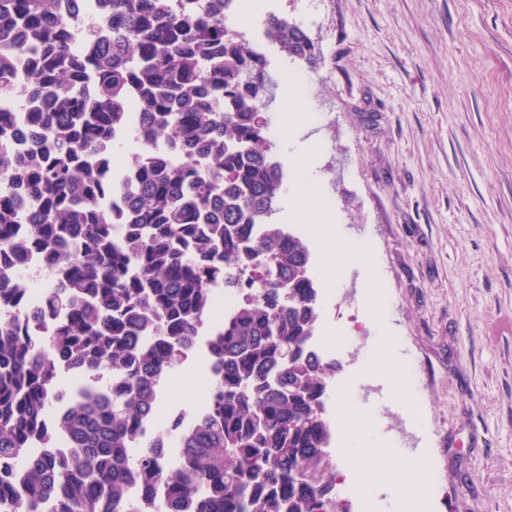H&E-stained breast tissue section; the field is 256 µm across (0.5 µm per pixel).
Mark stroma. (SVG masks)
Returning a JSON list of instances; mask_svg holds the SVG:
<instances>
[{
    "mask_svg": "<svg viewBox=\"0 0 512 512\" xmlns=\"http://www.w3.org/2000/svg\"><path fill=\"white\" fill-rule=\"evenodd\" d=\"M299 25L317 65L264 43L281 97L284 70L308 75L312 118L294 129L315 150L316 174L343 234L366 237L389 299L387 322L414 364L424 407L416 427L383 416L389 437L428 453L436 494L423 512H512V0H263ZM272 223L322 249L282 193ZM369 274L350 268L321 290L318 336L373 333L364 320ZM359 358L341 359L326 405L330 451L351 512H381L387 496L362 491L342 451L337 391L354 387ZM211 362L190 355L163 382L159 413L193 416Z\"/></svg>",
    "mask_w": 512,
    "mask_h": 512,
    "instance_id": "35a3bbf8",
    "label": "stroma"
}]
</instances>
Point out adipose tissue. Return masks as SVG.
Instances as JSON below:
<instances>
[{"label":"adipose tissue","mask_w":512,"mask_h":512,"mask_svg":"<svg viewBox=\"0 0 512 512\" xmlns=\"http://www.w3.org/2000/svg\"><path fill=\"white\" fill-rule=\"evenodd\" d=\"M290 169L296 173V186L305 204L300 211L305 223L311 224L314 233L329 246L326 264L328 287H336L346 270L355 263L371 268V284L367 293L365 317L378 332V349L364 355L360 371L368 378L384 377L395 400L413 414L420 415L410 390L409 365L396 353L394 337L383 329L384 284L379 268L375 266L370 244L359 238L343 237L340 228L324 205L318 189V180L308 154L293 151L288 155ZM342 425L346 431V454L357 466L364 488L384 485L392 498L402 506L420 504L429 500L434 492L435 478L427 462L419 457L404 456L390 450L388 458H380L374 449L373 416L370 410L344 394L339 400Z\"/></svg>","instance_id":"1"}]
</instances>
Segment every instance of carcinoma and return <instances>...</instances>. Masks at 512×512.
<instances>
[{"label": "carcinoma", "mask_w": 512, "mask_h": 512, "mask_svg": "<svg viewBox=\"0 0 512 512\" xmlns=\"http://www.w3.org/2000/svg\"><path fill=\"white\" fill-rule=\"evenodd\" d=\"M58 3L0 0V98H22L29 131L0 111V306L19 303L0 312V512H349L328 451L336 363L311 349L310 252L268 223L284 171L264 57L223 0H87L100 29ZM264 25L317 58L287 17ZM128 130L140 149L124 176L112 150ZM34 251L58 283L30 311L13 276ZM219 283L242 302L207 332ZM47 314L59 322L42 336ZM201 346L204 407L157 443L161 384ZM63 364L86 383L63 389ZM66 393L60 451L45 424Z\"/></svg>", "instance_id": "carcinoma-1"}]
</instances>
